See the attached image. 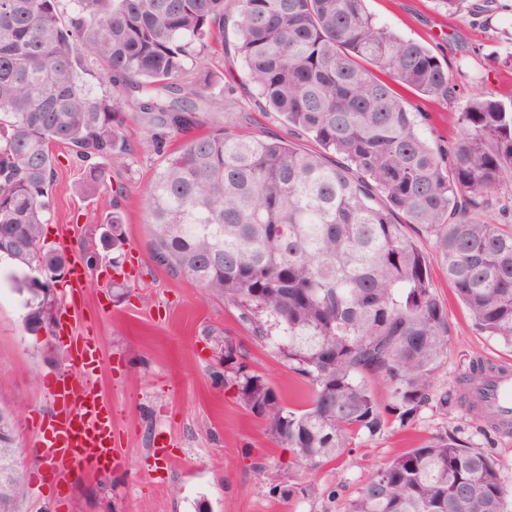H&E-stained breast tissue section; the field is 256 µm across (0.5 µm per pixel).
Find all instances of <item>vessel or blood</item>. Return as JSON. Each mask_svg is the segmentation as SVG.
<instances>
[{
  "mask_svg": "<svg viewBox=\"0 0 512 512\" xmlns=\"http://www.w3.org/2000/svg\"><path fill=\"white\" fill-rule=\"evenodd\" d=\"M69 355V369L46 388L53 415L34 426L36 446L49 464L47 477L57 488L82 471L114 469L125 461L112 429V408L97 387L102 368L97 336L84 330L71 337ZM482 396L498 420H512V374L488 378Z\"/></svg>",
  "mask_w": 512,
  "mask_h": 512,
  "instance_id": "b4317fda",
  "label": "vessel or blood"
}]
</instances>
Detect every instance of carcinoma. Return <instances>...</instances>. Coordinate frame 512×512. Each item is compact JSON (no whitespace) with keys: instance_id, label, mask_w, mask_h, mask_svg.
<instances>
[{"instance_id":"1","label":"carcinoma","mask_w":512,"mask_h":512,"mask_svg":"<svg viewBox=\"0 0 512 512\" xmlns=\"http://www.w3.org/2000/svg\"><path fill=\"white\" fill-rule=\"evenodd\" d=\"M0 0L1 260L39 271L26 329L55 307L63 254L44 247L53 211L54 144L89 163L90 194L130 153L125 114L155 138L185 135L144 186L152 260L224 298L252 338L310 388L285 403L229 337L224 383L265 423L301 471L344 455L353 439L408 425L424 407L456 402L497 431L476 390L501 367L476 359L458 390L436 393L448 324L426 259L407 227L434 243L474 328L512 348V228L477 213L509 201L512 92L471 88L444 147L417 128L397 91L448 100L453 77L433 51L378 25L365 0ZM248 81L286 135L244 138L212 123L211 78L187 64L224 42L227 20ZM96 75L111 87L99 94ZM305 136L316 149L300 150ZM105 225L123 250L122 218ZM391 391L385 406L369 380ZM24 483L14 422L0 426V512ZM347 512H509L498 462L445 434L378 468Z\"/></svg>"}]
</instances>
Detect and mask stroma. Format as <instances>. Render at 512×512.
Returning a JSON list of instances; mask_svg holds the SVG:
<instances>
[{
	"label": "stroma",
	"mask_w": 512,
	"mask_h": 512,
	"mask_svg": "<svg viewBox=\"0 0 512 512\" xmlns=\"http://www.w3.org/2000/svg\"><path fill=\"white\" fill-rule=\"evenodd\" d=\"M366 6L379 25L427 45L454 71L457 88L447 101L417 106L418 128L432 144L447 143L455 134L454 117L470 86L512 90V8L503 0H466L464 11L454 16L437 11L434 0H367ZM454 30L461 32V40H448ZM205 71L229 77L214 89L224 104L217 121L239 134H283L279 115L262 109L233 47L208 50L193 73ZM126 130L131 155L88 198L74 190L86 163L66 148L54 147L49 190L54 217L45 246L62 251L68 262L89 265L79 308L100 338L104 369L98 386L112 406L127 463L104 475L83 472L68 489L36 482V473L48 465L32 446L29 431L33 419L52 412L46 387L69 365V339L29 333L23 295L9 278H1L0 398L19 406L15 436L25 473L21 512H346L373 471L428 437L446 433L468 448L492 454L512 492V434L489 433L457 404L446 411L430 406L406 427L359 436L348 453L315 471L290 468L288 449L267 434L235 389L216 377L221 350L214 336L236 340L250 369L265 376L286 403L304 404L309 389L271 348L252 340L233 307L204 296L196 284L152 261L141 195L166 155L137 122L128 121ZM115 210L122 215L125 235V262L118 270L112 267L111 250H100L92 263L83 251L85 242L99 238L107 215ZM409 232L426 254L448 322L450 344L435 378L436 390L456 387L472 360H512V349L472 327L442 272L431 237L414 226ZM115 281L125 283L124 296L112 289ZM161 441L171 451L163 461L152 455ZM259 463L279 470L293 493L273 490L256 471Z\"/></svg>",
	"instance_id": "stroma-1"
}]
</instances>
